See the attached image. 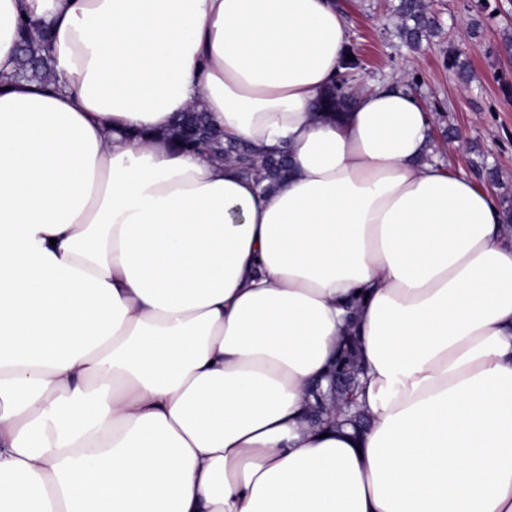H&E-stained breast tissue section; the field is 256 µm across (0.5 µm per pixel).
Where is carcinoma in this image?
Here are the masks:
<instances>
[{
    "label": "carcinoma",
    "mask_w": 512,
    "mask_h": 512,
    "mask_svg": "<svg viewBox=\"0 0 512 512\" xmlns=\"http://www.w3.org/2000/svg\"><path fill=\"white\" fill-rule=\"evenodd\" d=\"M397 11L402 20L401 32L411 44L419 43L422 38L435 34L439 29L437 19L427 11L423 0H400ZM50 60L47 40L35 42L26 33H21L16 56L18 75L27 81L48 84L52 81ZM348 104L343 86L335 84L328 97L327 106L336 110L345 109ZM170 136L181 142V148L185 151L217 154L235 161L244 171H263V178L269 181L271 187L286 172V169L276 165V159L282 157L281 152L256 156L239 144L224 142V133L210 125L206 113L196 108L180 114ZM357 343V337H350L336 355L327 390L316 394V404L311 414L313 422H322L327 413V402L339 403L351 388L358 389L362 386L364 368L358 358Z\"/></svg>",
    "instance_id": "obj_1"
}]
</instances>
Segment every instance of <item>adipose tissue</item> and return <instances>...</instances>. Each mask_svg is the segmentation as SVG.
<instances>
[{"mask_svg": "<svg viewBox=\"0 0 512 512\" xmlns=\"http://www.w3.org/2000/svg\"><path fill=\"white\" fill-rule=\"evenodd\" d=\"M346 43L332 0H0V512H512V232L415 95L316 114ZM192 107L288 178L177 150ZM351 331L360 434L310 421ZM47 40L32 41L25 30L17 47L16 62L18 65L16 74L23 79L40 84H48L52 81L50 66V49Z\"/></svg>", "mask_w": 512, "mask_h": 512, "instance_id": "1", "label": "adipose tissue"}]
</instances>
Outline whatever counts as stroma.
Here are the masks:
<instances>
[{
	"label": "stroma",
	"instance_id": "obj_1",
	"mask_svg": "<svg viewBox=\"0 0 512 512\" xmlns=\"http://www.w3.org/2000/svg\"><path fill=\"white\" fill-rule=\"evenodd\" d=\"M345 20L348 48L360 61L359 85L416 83V96L432 116V137L444 147L439 159L464 173L498 200H512V0H435L441 36L405 44L395 13L399 0H335ZM471 64L461 84L451 59ZM465 140L455 146L453 130Z\"/></svg>",
	"mask_w": 512,
	"mask_h": 512
}]
</instances>
